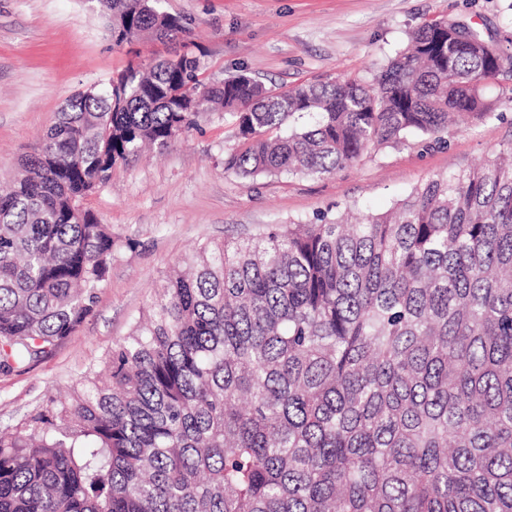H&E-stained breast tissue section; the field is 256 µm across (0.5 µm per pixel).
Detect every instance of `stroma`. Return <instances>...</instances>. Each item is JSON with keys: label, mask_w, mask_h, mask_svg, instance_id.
I'll return each mask as SVG.
<instances>
[{"label": "stroma", "mask_w": 512, "mask_h": 512, "mask_svg": "<svg viewBox=\"0 0 512 512\" xmlns=\"http://www.w3.org/2000/svg\"><path fill=\"white\" fill-rule=\"evenodd\" d=\"M159 7L191 30L185 48L202 54V79L244 71L271 89L338 76L371 81L430 19L463 20L485 36L512 39V0H159ZM177 49L153 39L114 45L96 0H0V185L16 177L71 94L104 85L128 63ZM499 110L497 119L456 121L447 146L427 148L411 136L323 178L225 171L224 157L237 144L233 119L222 111L198 113L193 129L163 154L116 167L87 197L114 241L95 314L49 356L0 373V430L28 418L48 397L78 388L82 372L100 366L131 332L178 260L327 210L383 212L428 178L512 146V106Z\"/></svg>", "instance_id": "obj_1"}]
</instances>
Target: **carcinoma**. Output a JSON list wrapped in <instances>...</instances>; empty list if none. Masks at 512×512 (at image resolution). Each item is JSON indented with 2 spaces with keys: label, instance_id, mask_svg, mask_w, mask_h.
<instances>
[{
  "label": "carcinoma",
  "instance_id": "1",
  "mask_svg": "<svg viewBox=\"0 0 512 512\" xmlns=\"http://www.w3.org/2000/svg\"><path fill=\"white\" fill-rule=\"evenodd\" d=\"M119 46L189 34L156 0H98ZM423 22L369 82L284 91L202 57L129 64L71 95L0 192V371L95 312L112 227L83 200L204 109L224 170L324 177L448 118H499L487 40ZM132 332L0 433V512H512V146L352 224L320 214L204 246Z\"/></svg>",
  "mask_w": 512,
  "mask_h": 512
}]
</instances>
